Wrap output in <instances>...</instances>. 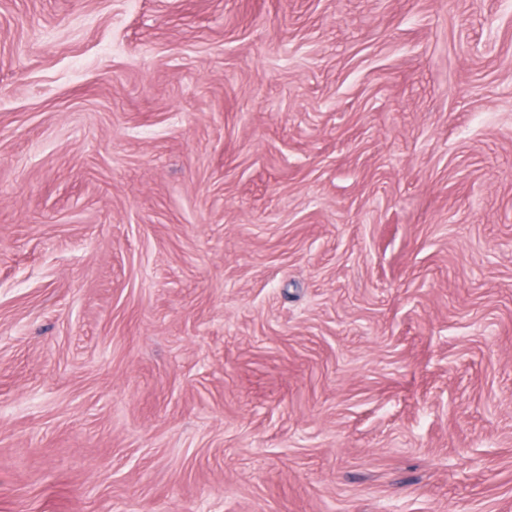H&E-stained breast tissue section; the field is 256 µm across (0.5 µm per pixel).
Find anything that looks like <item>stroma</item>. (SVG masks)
I'll return each mask as SVG.
<instances>
[{
  "label": "stroma",
  "instance_id": "1",
  "mask_svg": "<svg viewBox=\"0 0 512 512\" xmlns=\"http://www.w3.org/2000/svg\"><path fill=\"white\" fill-rule=\"evenodd\" d=\"M0 512H512V0H0Z\"/></svg>",
  "mask_w": 512,
  "mask_h": 512
}]
</instances>
